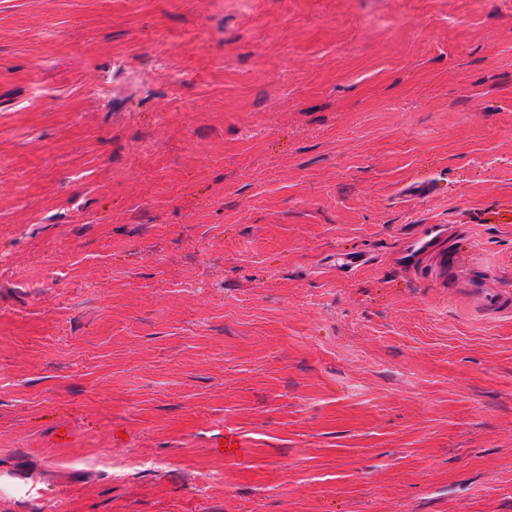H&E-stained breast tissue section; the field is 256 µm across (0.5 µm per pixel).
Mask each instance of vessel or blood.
I'll return each mask as SVG.
<instances>
[{
	"label": "vessel or blood",
	"mask_w": 512,
	"mask_h": 512,
	"mask_svg": "<svg viewBox=\"0 0 512 512\" xmlns=\"http://www.w3.org/2000/svg\"><path fill=\"white\" fill-rule=\"evenodd\" d=\"M398 258L409 272L421 275L432 268L445 277L455 276L462 261L445 224L418 225L405 239ZM483 308L491 314L511 311L512 289L504 287L485 294Z\"/></svg>",
	"instance_id": "b4317fda"
}]
</instances>
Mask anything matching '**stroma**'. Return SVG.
I'll use <instances>...</instances> for the list:
<instances>
[{
  "label": "stroma",
  "instance_id": "stroma-1",
  "mask_svg": "<svg viewBox=\"0 0 512 512\" xmlns=\"http://www.w3.org/2000/svg\"><path fill=\"white\" fill-rule=\"evenodd\" d=\"M419 224L457 279L398 267ZM476 267L512 0H0V484L44 512H512Z\"/></svg>",
  "mask_w": 512,
  "mask_h": 512
}]
</instances>
